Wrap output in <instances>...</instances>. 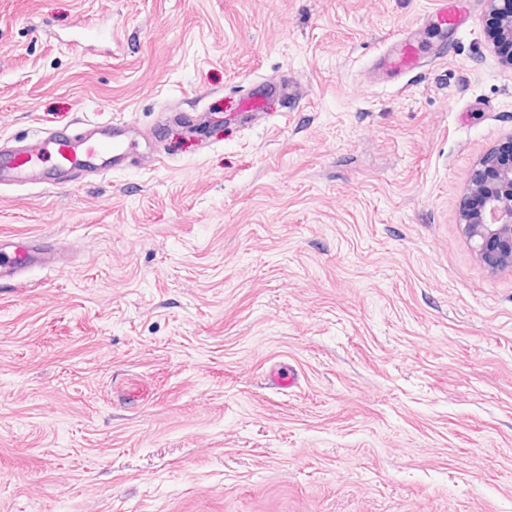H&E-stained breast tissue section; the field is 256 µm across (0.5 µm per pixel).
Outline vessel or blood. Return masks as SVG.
Here are the masks:
<instances>
[{"mask_svg":"<svg viewBox=\"0 0 512 512\" xmlns=\"http://www.w3.org/2000/svg\"><path fill=\"white\" fill-rule=\"evenodd\" d=\"M467 0H437L424 23L453 32L468 23ZM415 31H403L389 49L377 55L374 70L388 82L429 66ZM288 96V86L280 80L255 85L239 107L225 114L226 122L247 127L270 110L273 100ZM120 128L79 136L50 131L22 149L0 147V185L40 184L55 187L81 179L86 172L105 173L118 166L132 149ZM64 243H48L42 237L0 239V285L14 284L31 268L54 267L64 260Z\"/></svg>","mask_w":512,"mask_h":512,"instance_id":"1","label":"vessel or blood"}]
</instances>
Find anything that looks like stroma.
Segmentation results:
<instances>
[{
  "label": "stroma",
  "instance_id": "1",
  "mask_svg": "<svg viewBox=\"0 0 512 512\" xmlns=\"http://www.w3.org/2000/svg\"><path fill=\"white\" fill-rule=\"evenodd\" d=\"M434 6L0 0V143L144 149L0 188V237L68 248L0 287V512H512V272L459 227L512 68L475 0L427 29L443 58L368 76ZM283 76L280 114L225 123Z\"/></svg>",
  "mask_w": 512,
  "mask_h": 512
}]
</instances>
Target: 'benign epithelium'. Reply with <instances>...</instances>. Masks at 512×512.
Masks as SVG:
<instances>
[{"label": "benign epithelium", "instance_id": "obj_1", "mask_svg": "<svg viewBox=\"0 0 512 512\" xmlns=\"http://www.w3.org/2000/svg\"><path fill=\"white\" fill-rule=\"evenodd\" d=\"M511 1L486 0L488 14L497 15L499 41L510 44L512 10L503 3ZM468 199L477 205L464 207L460 226L477 257L493 272L512 270V135L473 170Z\"/></svg>", "mask_w": 512, "mask_h": 512}]
</instances>
